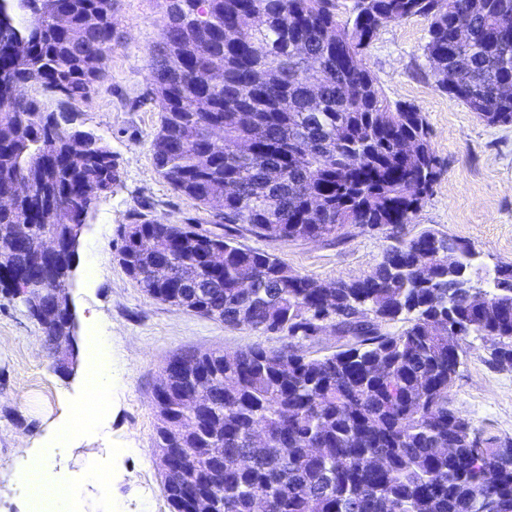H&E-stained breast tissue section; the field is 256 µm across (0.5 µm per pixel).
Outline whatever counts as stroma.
<instances>
[{"instance_id": "1", "label": "stroma", "mask_w": 512, "mask_h": 512, "mask_svg": "<svg viewBox=\"0 0 512 512\" xmlns=\"http://www.w3.org/2000/svg\"><path fill=\"white\" fill-rule=\"evenodd\" d=\"M166 0H113L114 49L106 75L76 102L82 129L103 138L120 182L87 219L69 298L76 321L73 358L57 369L43 332L20 298L0 290V512H34L18 474L25 451L41 447L85 402L88 318L112 338L113 385L108 410L77 442L55 448L48 461L56 488L69 491L67 512H169L154 447L153 388L164 362L184 351L234 352L253 344L286 348L278 334L261 335L150 297L125 273L119 249L126 224L139 216L224 233L213 216L176 192L157 173L151 142L160 126L150 52L167 21ZM422 16L387 23L367 50V63L390 102L423 112L438 175L407 234L432 227L473 246L482 267L512 262V124L491 126L438 89L423 47ZM242 247L268 252L300 274L326 283L370 273L389 244L383 230L352 224L338 237L281 241L235 227ZM489 342L467 337L449 393L451 406L482 438L512 440V370L489 366ZM112 476L109 485L96 481Z\"/></svg>"}]
</instances>
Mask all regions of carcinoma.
<instances>
[{"label": "carcinoma", "mask_w": 512, "mask_h": 512, "mask_svg": "<svg viewBox=\"0 0 512 512\" xmlns=\"http://www.w3.org/2000/svg\"><path fill=\"white\" fill-rule=\"evenodd\" d=\"M55 2L79 38L52 24L44 0H0V73L59 99L48 111L0 91V193L20 179L35 191L0 212L1 288L47 230L62 235L78 220L87 192L120 182L108 144L72 117L105 76L112 0ZM338 8L168 0L153 55L161 126L152 157L162 178L215 223L244 224L258 238H328L359 224L395 244L366 276L328 288L229 233L143 217L128 225L119 257L152 298L288 339L278 352L251 345L168 360L155 447L193 455L158 456L165 498L181 512L175 491L190 480L211 494V512H254L259 495L269 512H512V441L476 437L448 399L462 354L448 348L450 327L459 341L487 338L489 363L512 369V263L481 277L470 244L431 227L404 233L432 190L437 158L423 113L388 102L365 58L386 23L427 17L439 87L489 125L512 123V0H352L343 18ZM212 69L223 84L204 79ZM214 127L223 134L212 140ZM226 183L237 191L224 195ZM142 237L151 249L136 246ZM216 243L219 264L207 259ZM424 258L427 280L415 271ZM481 280L493 286L478 312L464 285ZM325 318L344 348L299 351ZM395 321L401 330L385 331ZM38 323L49 340L64 334L61 313ZM197 390L191 417L178 397ZM258 427L271 447H250ZM311 443L324 453H310ZM211 444L224 456H207Z\"/></svg>", "instance_id": "cac0c4a2"}]
</instances>
